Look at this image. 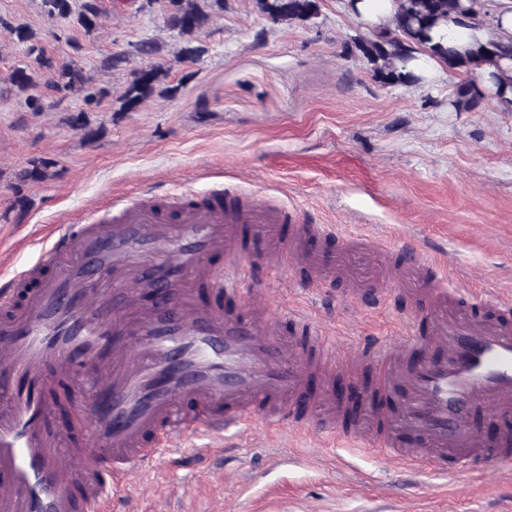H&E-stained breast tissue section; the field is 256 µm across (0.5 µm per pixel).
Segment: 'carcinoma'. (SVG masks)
<instances>
[{"label": "carcinoma", "instance_id": "1", "mask_svg": "<svg viewBox=\"0 0 512 512\" xmlns=\"http://www.w3.org/2000/svg\"><path fill=\"white\" fill-rule=\"evenodd\" d=\"M255 9L274 22H307L318 15L316 0H254ZM47 14L60 18H73L74 22L90 32L96 29L100 14H94L90 20L85 11L73 13L71 0H43ZM480 0H397V9L391 24L370 38H360L354 42L355 49L366 61L373 77L385 84L394 85L419 80V77L407 69V63L413 59L414 46L421 45L430 49L432 54L452 68L477 70L485 64L497 68L490 74L495 86V95L503 96L512 91V72L503 68L501 63L512 60V43L489 41L471 47L457 48L447 45V39L455 35L447 33L448 22H457V17L466 14H480ZM224 10V0H168L166 26L187 41L181 48L178 59H198L204 53L200 46L192 47L208 24L211 15ZM29 60L13 71L10 84L26 95L27 106L39 112L43 108L42 98L38 94L44 74L52 68V63L43 50L36 46L28 48ZM166 71L154 65L133 73V79L120 96L122 109L130 111L154 94L172 91L170 87H161ZM59 90L82 94V101L90 105L95 100L108 95L104 88L96 89L92 79L82 71L63 67L57 78L49 81ZM481 103L479 95L463 84L457 88L456 105L470 111ZM55 162L48 159L35 160L32 167L18 174L22 181L42 182L55 176L51 168Z\"/></svg>", "mask_w": 512, "mask_h": 512}]
</instances>
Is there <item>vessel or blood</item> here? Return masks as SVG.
Listing matches in <instances>:
<instances>
[{
    "label": "vessel or blood",
    "instance_id": "obj_1",
    "mask_svg": "<svg viewBox=\"0 0 512 512\" xmlns=\"http://www.w3.org/2000/svg\"><path fill=\"white\" fill-rule=\"evenodd\" d=\"M260 197L215 193L208 203L174 194L115 200L89 224L58 225L49 256L0 284V512H97L113 487L149 459L190 438L227 446L264 421L369 446L403 462L473 471L512 459V433L490 437L482 416L512 415V292L475 300L438 283L413 296L419 313L397 337H363L343 360L324 325L290 305L277 330L262 289L234 315L204 302L215 261L236 272L244 231L300 287L336 280L362 308L390 298L396 279L427 281L440 264L408 252L393 277L370 279L377 259L365 238L343 252L305 256L307 239L332 224H293ZM171 298L159 317L138 293L145 278ZM125 311H112V288ZM347 377L366 396L344 403L310 377ZM71 385L77 425L55 426L57 390ZM399 396L398 413L382 401Z\"/></svg>",
    "mask_w": 512,
    "mask_h": 512
}]
</instances>
